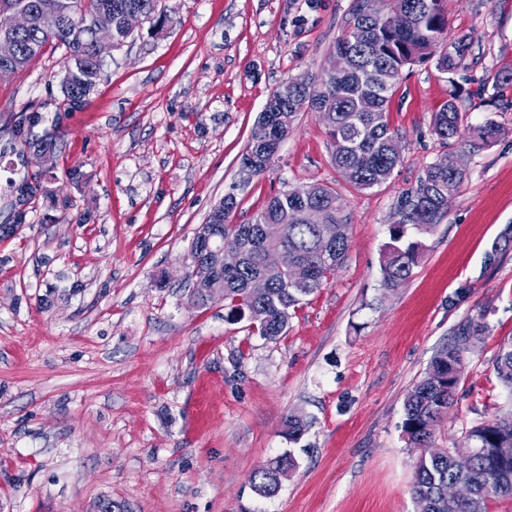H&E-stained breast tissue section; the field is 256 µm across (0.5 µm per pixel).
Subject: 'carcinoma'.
<instances>
[{"label": "carcinoma", "mask_w": 512, "mask_h": 512, "mask_svg": "<svg viewBox=\"0 0 512 512\" xmlns=\"http://www.w3.org/2000/svg\"><path fill=\"white\" fill-rule=\"evenodd\" d=\"M34 13V25L16 35L19 55L11 71L25 68L45 46L64 52V76L60 83L63 104L80 107L94 91L104 74L105 59L98 56L89 39L94 17L112 14L116 36L126 38L122 17L139 10L156 26H164L159 0H59L58 16L45 17L39 11L40 0H14ZM400 10L407 20L399 30L387 28L386 13ZM447 0H355L344 33L335 48L353 53V66L343 75L304 73L280 84L269 94L266 106L269 119L259 116L241 161L253 164L254 175L264 174L271 166L286 134L290 133L298 112L328 105L333 109V125L328 127L332 160L336 169L359 189H371L385 183L400 161L395 135L386 112L405 68L437 57L440 70L451 74L464 63L471 36L463 34L450 41ZM463 117L455 98L448 99L434 113L433 130L443 142L459 135ZM42 121L32 112L20 115L11 129L12 139L23 148H58L59 136L45 133L32 137L31 130ZM499 126L492 120L473 130L472 139L463 148L479 149L497 137ZM455 151L431 164L415 191L406 196L398 209V222L390 227L381 265L382 282L392 290L408 280L422 258V244L410 232L429 234L435 230L448 206V193L454 192L466 174L452 165ZM54 174L34 173L21 186L26 195L18 198L8 223L0 224V235L12 236L27 223V212L18 211L35 198L42 184ZM310 207L325 211L324 224H306L301 213ZM279 224L281 245L297 255L302 279L293 281L288 271L277 267V246L262 238V226ZM348 216L336 191L321 183L291 187L271 196L267 204L243 224L224 225V234L242 247L238 267L224 270L212 287L229 308L228 317L247 319L260 336L274 340L285 334L291 312L304 298L325 287L346 259L349 250ZM263 276L268 281L266 294L254 298L248 282ZM472 341L470 327L457 328L448 347L433 358L430 370L442 381L426 375L408 392L404 401L403 432L411 448H428L434 427L457 403L458 379L449 369L462 365L463 352ZM499 382L512 392V337L502 341L493 360ZM288 439H298L306 430L302 416L290 414L284 420ZM464 439L480 449L472 468L459 472L453 466L451 448L421 453L415 462L412 492L420 512H488L493 500H512V411L486 419L464 432ZM296 467L292 455H282L257 468L250 477L254 491L263 497L275 494L281 481ZM469 485L472 496L461 501L448 500V483Z\"/></svg>", "instance_id": "obj_1"}]
</instances>
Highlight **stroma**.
<instances>
[{
  "mask_svg": "<svg viewBox=\"0 0 512 512\" xmlns=\"http://www.w3.org/2000/svg\"><path fill=\"white\" fill-rule=\"evenodd\" d=\"M354 0H160L163 30L136 29L76 109L62 104L63 53L46 47L0 79V223L6 191L37 169L11 139L24 113L60 136L57 207L29 205L0 240V512H416L404 400L459 326H470L457 405L432 445L512 410L492 362L512 337V0H448V35L473 44L458 72L404 69L387 121L400 161L358 189L336 171L327 125L299 112L269 170L244 178L240 156L269 93L321 72ZM455 99L462 137L486 120L500 134L465 152L467 178L421 236L410 279L385 290L381 264L397 204L447 147L433 114ZM80 168L82 188L64 182ZM335 188L350 249L324 288L264 339L223 300L188 303L195 229L234 193L229 221L250 219L289 187ZM89 213L87 223L61 216ZM496 262H489L490 253ZM308 422L289 442V414ZM293 453L272 497L251 473Z\"/></svg>",
  "mask_w": 512,
  "mask_h": 512,
  "instance_id": "35a3bbf8",
  "label": "stroma"
}]
</instances>
